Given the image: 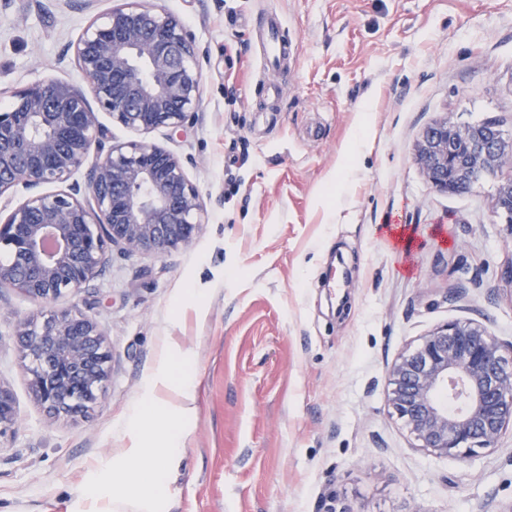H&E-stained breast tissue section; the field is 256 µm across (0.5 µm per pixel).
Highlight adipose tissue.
Wrapping results in <instances>:
<instances>
[{"mask_svg":"<svg viewBox=\"0 0 512 512\" xmlns=\"http://www.w3.org/2000/svg\"><path fill=\"white\" fill-rule=\"evenodd\" d=\"M185 413L163 402L155 381H147L123 429L138 445L126 449L112 473L121 491L112 498V512H165L171 476L183 456Z\"/></svg>","mask_w":512,"mask_h":512,"instance_id":"ef3b65f1","label":"adipose tissue"}]
</instances>
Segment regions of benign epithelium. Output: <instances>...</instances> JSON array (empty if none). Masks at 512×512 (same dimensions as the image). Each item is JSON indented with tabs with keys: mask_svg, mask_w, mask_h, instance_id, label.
<instances>
[{
	"mask_svg": "<svg viewBox=\"0 0 512 512\" xmlns=\"http://www.w3.org/2000/svg\"><path fill=\"white\" fill-rule=\"evenodd\" d=\"M80 79L35 80L0 111V197L18 198L0 218V288H17L50 309L21 323L29 390L54 416H78L99 402L111 377L106 333L92 315L58 309L87 290L113 252L161 257L190 244L207 210L183 158L147 140L112 142L107 113L141 134L168 136L193 124L202 71L191 32L144 0L96 16L71 43ZM422 173L440 192H461L479 177L512 168V135L493 123L425 127L414 145ZM44 185L58 190L43 192ZM492 208L512 223V179ZM389 405L438 457L468 459L512 427V342L481 322L440 325L399 355L389 370ZM18 419L0 385V430Z\"/></svg>",
	"mask_w": 512,
	"mask_h": 512,
	"instance_id": "obj_1",
	"label": "benign epithelium"
}]
</instances>
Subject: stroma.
Segmentation results:
<instances>
[{
	"label": "stroma",
	"instance_id": "35a3bbf8",
	"mask_svg": "<svg viewBox=\"0 0 512 512\" xmlns=\"http://www.w3.org/2000/svg\"><path fill=\"white\" fill-rule=\"evenodd\" d=\"M192 33L203 85L192 127L148 138L188 159L208 222L160 258L114 257L65 306L93 313L112 352L105 400L50 417L15 336L42 306L0 288V512H112L81 495L164 352L196 385L169 512H512V430L477 457L418 448L388 402V370L463 319L512 341V228L492 208L512 169L441 193L414 161L439 117L512 133V0H161ZM74 0H0V110L11 90L78 79L68 46L93 15ZM295 62H263L260 17ZM354 145L347 153L346 145ZM480 264L472 275L471 264ZM18 419L15 399L9 389L0 383V433L4 427L14 425Z\"/></svg>",
	"mask_w": 512,
	"mask_h": 512
}]
</instances>
